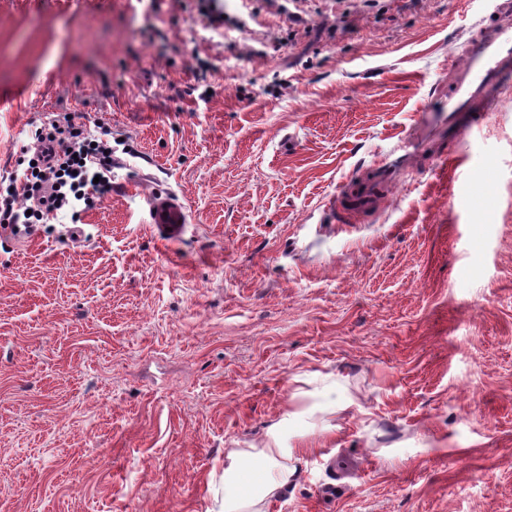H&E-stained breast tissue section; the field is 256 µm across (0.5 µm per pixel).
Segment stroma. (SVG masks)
I'll use <instances>...</instances> for the list:
<instances>
[{
    "label": "stroma",
    "instance_id": "35a3bbf8",
    "mask_svg": "<svg viewBox=\"0 0 512 512\" xmlns=\"http://www.w3.org/2000/svg\"><path fill=\"white\" fill-rule=\"evenodd\" d=\"M199 2L0 0V178L65 112L118 162L78 219L0 232V512H220L226 450L327 378L351 405L289 423L315 450L268 512H512V86L380 213L327 209L490 0ZM133 183L185 204L177 241Z\"/></svg>",
    "mask_w": 512,
    "mask_h": 512
}]
</instances>
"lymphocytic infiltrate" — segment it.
Returning <instances> with one entry per match:
<instances>
[{
  "mask_svg": "<svg viewBox=\"0 0 512 512\" xmlns=\"http://www.w3.org/2000/svg\"><path fill=\"white\" fill-rule=\"evenodd\" d=\"M21 154L32 167L0 181V226L31 231L77 206H92L112 189V133L86 135L75 114L57 115L29 133Z\"/></svg>",
  "mask_w": 512,
  "mask_h": 512,
  "instance_id": "f902f5d3",
  "label": "lymphocytic infiltrate"
}]
</instances>
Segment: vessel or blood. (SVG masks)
<instances>
[{
  "mask_svg": "<svg viewBox=\"0 0 512 512\" xmlns=\"http://www.w3.org/2000/svg\"><path fill=\"white\" fill-rule=\"evenodd\" d=\"M512 80V0H496L485 22L472 31L463 54L448 70V84L437 99L442 113L422 112L410 132L398 137L392 149L370 176L340 184L332 206L337 216L351 220L378 209L391 185L401 176L407 160L428 144L433 132L466 135L474 116L495 105L505 83ZM147 221L159 231L161 240L178 239L188 222L186 208L163 195L146 192Z\"/></svg>",
  "mask_w": 512,
  "mask_h": 512,
  "instance_id": "1",
  "label": "vessel or blood"
}]
</instances>
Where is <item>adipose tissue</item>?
Listing matches in <instances>:
<instances>
[{
  "label": "adipose tissue",
  "instance_id": "adipose-tissue-1",
  "mask_svg": "<svg viewBox=\"0 0 512 512\" xmlns=\"http://www.w3.org/2000/svg\"><path fill=\"white\" fill-rule=\"evenodd\" d=\"M345 408V403L336 397L335 385H328L318 407L288 411L285 420L268 431L263 447L228 450L224 462L222 512H267L269 502L294 483L297 463L306 452L305 447L290 443L289 422L304 423L314 413L333 415Z\"/></svg>",
  "mask_w": 512,
  "mask_h": 512
}]
</instances>
